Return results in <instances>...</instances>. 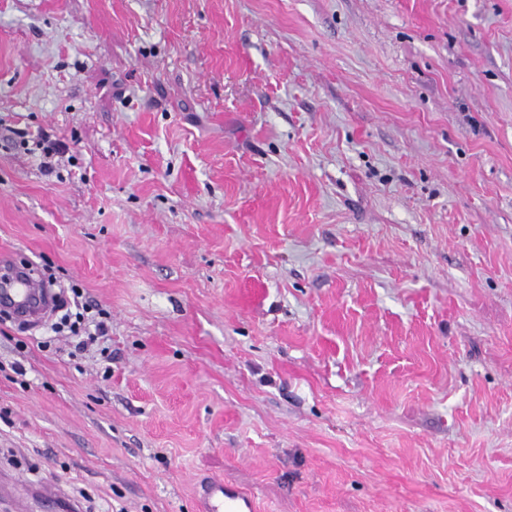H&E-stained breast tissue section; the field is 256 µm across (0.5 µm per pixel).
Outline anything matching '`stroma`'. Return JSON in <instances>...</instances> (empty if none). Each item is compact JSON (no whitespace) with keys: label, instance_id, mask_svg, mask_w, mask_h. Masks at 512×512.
<instances>
[{"label":"stroma","instance_id":"obj_1","mask_svg":"<svg viewBox=\"0 0 512 512\" xmlns=\"http://www.w3.org/2000/svg\"><path fill=\"white\" fill-rule=\"evenodd\" d=\"M0 251L29 512H512V0H0ZM38 150H40V166L45 174L54 172L51 159L55 156L64 154L66 146L57 139L51 138L48 134L41 132L36 142ZM13 288H9V295L6 294L15 311L20 314H28L27 302L31 298H40L43 301L40 310L35 316H39L45 308V289L41 281L36 280L31 274L16 278L13 282ZM73 295L74 303L79 312L69 313L68 310L60 317L59 322L51 325V331L57 336L62 329L67 328L73 336H87L86 340L80 341L76 345V349L81 350L88 344L95 342L99 337L107 336L108 334V313L101 309H94L91 305L81 304L82 312L79 309L78 301L82 297L79 288H70ZM90 309L95 310V314L88 315ZM258 504L248 491L215 479L210 482L201 512H257Z\"/></svg>","mask_w":512,"mask_h":512}]
</instances>
